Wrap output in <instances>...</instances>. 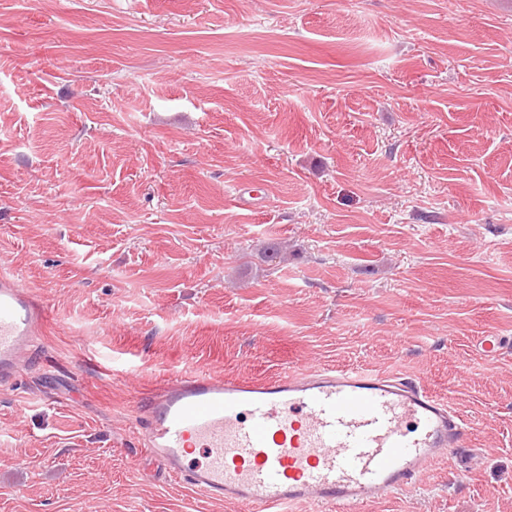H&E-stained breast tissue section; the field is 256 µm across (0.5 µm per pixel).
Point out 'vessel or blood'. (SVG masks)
<instances>
[{
	"instance_id": "vessel-or-blood-1",
	"label": "vessel or blood",
	"mask_w": 512,
	"mask_h": 512,
	"mask_svg": "<svg viewBox=\"0 0 512 512\" xmlns=\"http://www.w3.org/2000/svg\"><path fill=\"white\" fill-rule=\"evenodd\" d=\"M42 301L0 275V380L43 330ZM143 446L170 477L205 499L253 512L306 503L356 512L371 498L416 487L469 427L418 379L401 372L300 368L269 379L183 369L141 400ZM204 463H185L188 449Z\"/></svg>"
}]
</instances>
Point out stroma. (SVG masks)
<instances>
[{"label":"stroma","mask_w":512,"mask_h":512,"mask_svg":"<svg viewBox=\"0 0 512 512\" xmlns=\"http://www.w3.org/2000/svg\"><path fill=\"white\" fill-rule=\"evenodd\" d=\"M1 271L0 512H248L140 451L187 365L420 374L468 457L361 512H512V9L0 0ZM47 312L42 301L10 275H0V380L18 373L20 359L43 330Z\"/></svg>","instance_id":"obj_1"}]
</instances>
